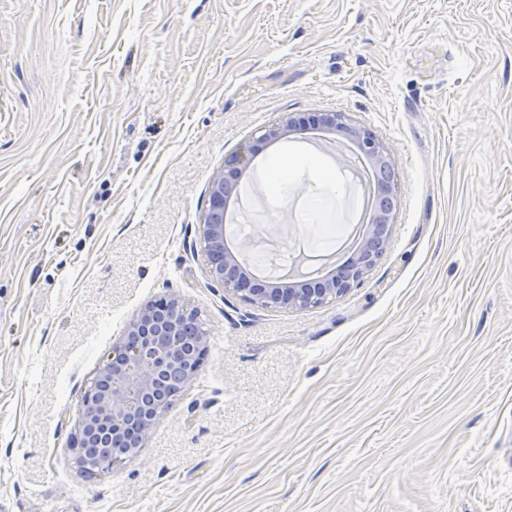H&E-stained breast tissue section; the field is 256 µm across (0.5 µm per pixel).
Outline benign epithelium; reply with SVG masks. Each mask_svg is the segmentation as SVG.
<instances>
[{
	"mask_svg": "<svg viewBox=\"0 0 512 512\" xmlns=\"http://www.w3.org/2000/svg\"><path fill=\"white\" fill-rule=\"evenodd\" d=\"M305 129L342 131L351 137L360 152L375 167L386 169L389 157L384 145L364 127L351 126L338 112L306 117L286 116L266 127L255 144L224 160V166L211 180L210 205L198 224L200 242L212 280L224 290L242 293V298L261 308L303 310L334 299L363 281L376 265L388 243V228L395 207V187L378 182L376 211L368 225V238L357 258L336 274L301 283H263L250 280L242 270L237 255L224 244V213L237 196L240 179L257 145L275 142L292 132ZM195 314L178 297L168 296L146 305L129 323L125 338L112 347L109 358L119 359L112 380L99 390L90 382L82 396L78 412V436L73 448L85 446L87 437L106 434V439L134 437L138 447H146L153 425L163 404L158 400L162 376L175 375L189 383L196 370L191 356L182 347L180 333Z\"/></svg>",
	"mask_w": 512,
	"mask_h": 512,
	"instance_id": "benign-epithelium-1",
	"label": "benign epithelium"
}]
</instances>
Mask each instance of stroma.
I'll list each match as a JSON object with an SVG mask.
<instances>
[{
    "label": "stroma",
    "instance_id": "obj_1",
    "mask_svg": "<svg viewBox=\"0 0 512 512\" xmlns=\"http://www.w3.org/2000/svg\"><path fill=\"white\" fill-rule=\"evenodd\" d=\"M316 112L387 148L389 243L345 295L256 307L196 253L210 181ZM359 155L260 145L224 225L250 273L353 255ZM170 294L204 361L86 480L84 388ZM0 512H512V0H0ZM290 164L286 158H278L271 165V185L275 193L285 195L290 189Z\"/></svg>",
    "mask_w": 512,
    "mask_h": 512
}]
</instances>
